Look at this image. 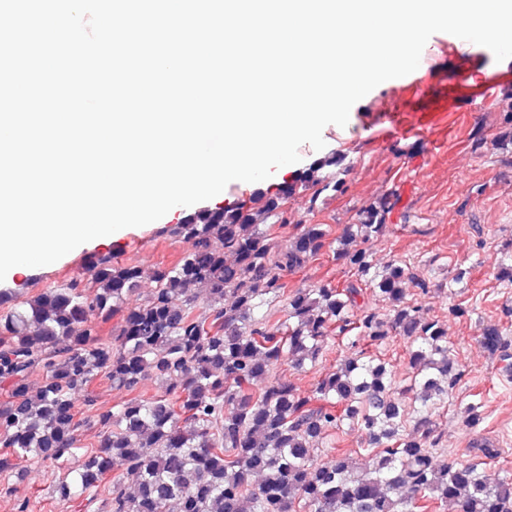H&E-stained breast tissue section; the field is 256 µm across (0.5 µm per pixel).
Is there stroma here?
<instances>
[{
	"instance_id": "obj_1",
	"label": "stroma",
	"mask_w": 512,
	"mask_h": 512,
	"mask_svg": "<svg viewBox=\"0 0 512 512\" xmlns=\"http://www.w3.org/2000/svg\"><path fill=\"white\" fill-rule=\"evenodd\" d=\"M496 69L512 70V59L495 61L490 50L462 39L447 46L443 34L437 33L426 43L417 72L429 92L438 93L455 78ZM403 86L400 80L380 84L352 107L346 127L324 128V150L345 156L348 171L342 190L323 192L314 205L309 191H296L283 206L285 222L272 219L267 228L281 245L302 224L325 225L333 239L357 223L365 206L388 198V228L367 249L377 265L399 260L426 280L429 292L414 299L430 315L447 321L448 341L462 371L436 416L443 434L441 454L468 460L475 455L476 439L490 440L500 452L487 471L494 481L503 471H512V380L505 378L503 362L478 339L483 324L490 321L501 323L512 336V284L496 277L498 252L512 240V82L501 84L490 101H463L446 129L430 139H375L374 116L397 109ZM319 153L302 145L298 163L255 184H228L207 205L246 200L257 190L292 182ZM188 213V208H174L153 223L87 242L52 264L12 272L0 289L36 295L53 283L80 276L95 254L108 250L118 261L147 271L173 265L188 245L172 229ZM456 266L469 269V277L456 286L454 295L441 293L449 270ZM351 278L327 251L290 274L288 286L307 287L323 280L342 285ZM455 303L466 307L468 316L451 318L448 309ZM476 400L483 406V419L470 429L459 412ZM58 478L51 466L27 465L17 488L18 496L29 500V512H67L55 492Z\"/></svg>"
}]
</instances>
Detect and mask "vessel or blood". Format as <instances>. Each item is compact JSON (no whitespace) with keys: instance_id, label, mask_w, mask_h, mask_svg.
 Listing matches in <instances>:
<instances>
[{"instance_id":"obj_1","label":"vessel or blood","mask_w":512,"mask_h":512,"mask_svg":"<svg viewBox=\"0 0 512 512\" xmlns=\"http://www.w3.org/2000/svg\"><path fill=\"white\" fill-rule=\"evenodd\" d=\"M512 81V71L496 70L477 81L463 78L449 83L440 96L418 101L411 99V111L386 112L376 122L375 136L384 140L396 137H424L444 127L451 112L465 99H484L499 85Z\"/></svg>"}]
</instances>
